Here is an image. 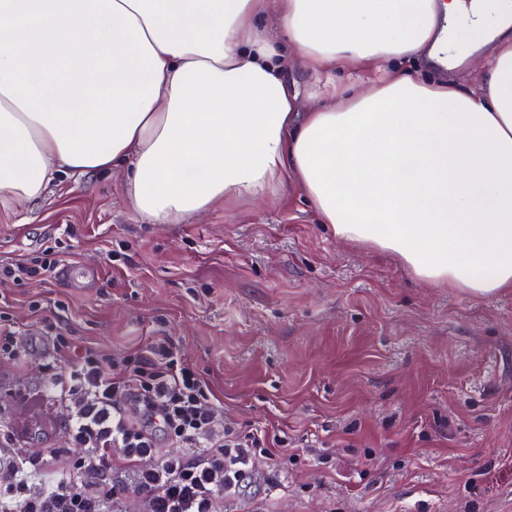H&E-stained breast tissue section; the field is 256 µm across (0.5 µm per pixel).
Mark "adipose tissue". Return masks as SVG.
<instances>
[{"label": "adipose tissue", "mask_w": 512, "mask_h": 512, "mask_svg": "<svg viewBox=\"0 0 512 512\" xmlns=\"http://www.w3.org/2000/svg\"><path fill=\"white\" fill-rule=\"evenodd\" d=\"M271 17L313 75L393 68L298 112ZM411 58L434 78L396 70ZM121 165L145 224L294 184L423 283L512 290V0H0V199Z\"/></svg>", "instance_id": "obj_1"}]
</instances>
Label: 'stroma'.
I'll return each mask as SVG.
<instances>
[{"label": "stroma", "instance_id": "stroma-1", "mask_svg": "<svg viewBox=\"0 0 512 512\" xmlns=\"http://www.w3.org/2000/svg\"><path fill=\"white\" fill-rule=\"evenodd\" d=\"M48 246L98 277L0 280L28 356L0 423L38 389L42 300L72 343L119 358L169 340L226 427L287 441V468L254 464L224 512H512V291L421 283L337 240L294 185L180 224L140 223L118 171L0 201V264Z\"/></svg>", "mask_w": 512, "mask_h": 512}]
</instances>
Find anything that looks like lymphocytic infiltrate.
<instances>
[{"label": "lymphocytic infiltrate", "mask_w": 512, "mask_h": 512, "mask_svg": "<svg viewBox=\"0 0 512 512\" xmlns=\"http://www.w3.org/2000/svg\"><path fill=\"white\" fill-rule=\"evenodd\" d=\"M58 265L47 247L1 264L0 279L34 280ZM43 331L51 349L41 389L61 410L34 402L0 426V512H112L121 501L145 512H223L257 453L287 457L261 434L225 428L210 385L172 347L118 360L70 343L58 324ZM35 428L63 433L66 447H30ZM174 443L179 453H166Z\"/></svg>", "instance_id": "f902f5d3"}]
</instances>
